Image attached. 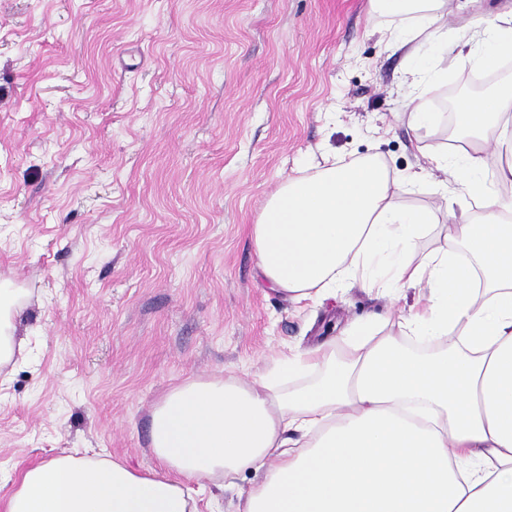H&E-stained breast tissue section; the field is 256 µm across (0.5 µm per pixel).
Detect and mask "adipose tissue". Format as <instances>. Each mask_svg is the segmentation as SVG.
Here are the masks:
<instances>
[{
    "label": "adipose tissue",
    "instance_id": "obj_1",
    "mask_svg": "<svg viewBox=\"0 0 512 512\" xmlns=\"http://www.w3.org/2000/svg\"><path fill=\"white\" fill-rule=\"evenodd\" d=\"M417 17L409 56L442 38L449 0H370ZM477 64L512 57V8L483 19ZM468 147L422 142L458 189L445 215L403 202L423 175L376 157L288 178L251 241L272 289L318 304L346 288L419 292L409 313L357 319L341 336L282 353L294 387L196 378L153 406L154 467L70 455L19 477L0 512H197L187 484L253 479L235 512H512V164L486 177L483 151L512 154V80L460 112ZM443 242L414 261L440 220Z\"/></svg>",
    "mask_w": 512,
    "mask_h": 512
}]
</instances>
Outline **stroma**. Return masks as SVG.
<instances>
[{
    "mask_svg": "<svg viewBox=\"0 0 512 512\" xmlns=\"http://www.w3.org/2000/svg\"><path fill=\"white\" fill-rule=\"evenodd\" d=\"M416 67L369 0H0V286L21 289L0 367V500L68 454L153 466L148 415L172 386L249 380L290 348L412 292L299 307L250 240L265 201L324 154L418 169L426 101L458 149L472 94L471 0Z\"/></svg>",
    "mask_w": 512,
    "mask_h": 512,
    "instance_id": "obj_1",
    "label": "stroma"
}]
</instances>
